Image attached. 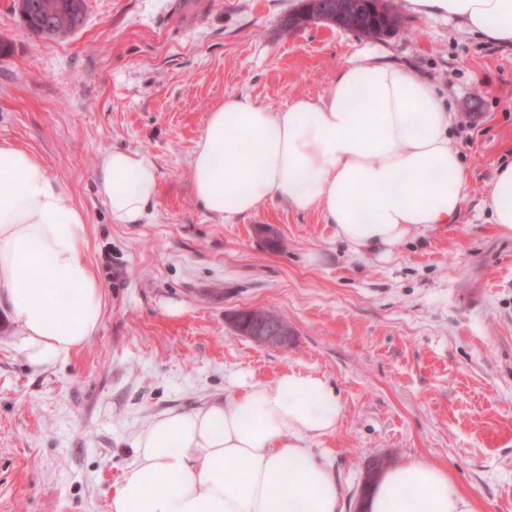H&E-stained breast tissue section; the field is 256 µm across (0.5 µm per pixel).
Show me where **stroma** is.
<instances>
[{
    "mask_svg": "<svg viewBox=\"0 0 512 512\" xmlns=\"http://www.w3.org/2000/svg\"><path fill=\"white\" fill-rule=\"evenodd\" d=\"M392 5L399 33L367 38L285 29L299 0H85L81 27L50 39L0 0V143L37 156L84 210L104 292L97 335L48 369L29 365L0 306V512H110L152 417L292 369L322 375L343 400L322 445L348 512L375 457L443 466L476 512H512V237L481 208L512 161V49L411 0ZM371 52L432 81L453 112L471 185L458 223L380 260L350 253L318 211L271 200L227 224L201 206L192 154L225 97L278 111L330 94L337 72ZM113 150L158 169L142 223H113L97 193ZM254 307L287 318L288 348L235 330L234 315Z\"/></svg>",
    "mask_w": 512,
    "mask_h": 512,
    "instance_id": "stroma-1",
    "label": "stroma"
}]
</instances>
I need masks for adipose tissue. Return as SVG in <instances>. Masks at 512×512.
<instances>
[{
	"label": "adipose tissue",
	"instance_id": "obj_1",
	"mask_svg": "<svg viewBox=\"0 0 512 512\" xmlns=\"http://www.w3.org/2000/svg\"><path fill=\"white\" fill-rule=\"evenodd\" d=\"M500 46H512V0H412ZM453 114L436 86L383 56L360 55L324 98L271 111L230 96L210 114L191 160L195 198L234 223L273 199L321 211L356 254L386 258L409 237L457 223L469 178L449 136ZM97 185L116 224H136L156 199L154 162L102 156ZM483 207L512 236V164ZM87 216L31 152L0 143V302L24 336L28 363L51 368L98 332L103 288L86 252ZM343 401L318 374L240 379L224 399L154 417L111 512H343L328 449ZM365 512H475L445 468L408 460L383 471Z\"/></svg>",
	"mask_w": 512,
	"mask_h": 512
}]
</instances>
